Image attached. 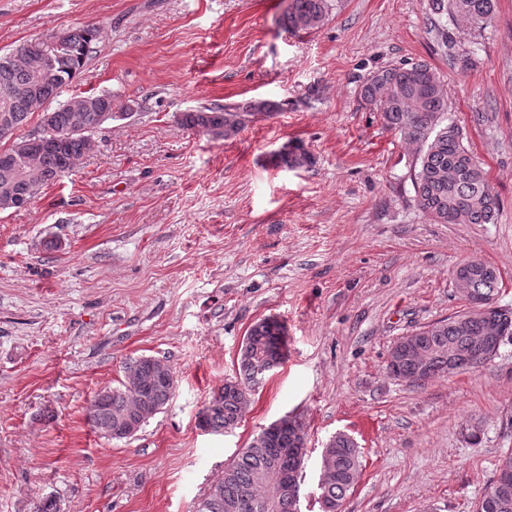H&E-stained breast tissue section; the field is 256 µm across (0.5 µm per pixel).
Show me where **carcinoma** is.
<instances>
[{
    "instance_id": "cac0c4a2",
    "label": "carcinoma",
    "mask_w": 512,
    "mask_h": 512,
    "mask_svg": "<svg viewBox=\"0 0 512 512\" xmlns=\"http://www.w3.org/2000/svg\"><path fill=\"white\" fill-rule=\"evenodd\" d=\"M333 0H289L284 24L290 30L319 28L332 9ZM434 28L448 47L449 65L466 70L472 66L468 53L456 50L457 38L451 28L465 25L482 28L496 12L497 0H429ZM101 29L87 26L58 36L49 51L36 42L0 53V112L7 111L16 134L6 148H0V210L31 202L38 191L58 181L80 161L91 144V137L108 120L116 95L102 90L57 101L63 86L83 68ZM47 73L42 86V101L33 99V80ZM359 97L380 112L385 127L401 139L417 145L414 168L416 204L436 224H495L499 202L491 189L487 173L468 146L463 129L453 120H444L448 101L438 72L427 62L392 67L373 74L361 87ZM50 114L45 139L33 142L17 134L35 116L38 108ZM271 111L267 102L215 105L182 113L181 125L226 140L237 136L249 118ZM285 168H309L314 157L304 146H286L276 154ZM473 272L471 289L474 303L494 313L499 291V271L479 261ZM287 329L275 317L255 323L247 333V345L239 353L238 374L224 382L205 401L200 413L213 432L237 427L244 409L243 394H252L268 375L281 367L283 337ZM480 327L464 330L455 317L427 325L421 338V351L433 372L448 373V348L457 353V369L484 365L479 359L475 339ZM125 369L138 371L137 380H127L121 388L103 390L95 398L87 419L107 440L126 437L128 422L143 424L144 413L159 412L173 398L177 380L166 368L163 376L154 375L146 357L130 359ZM387 373L396 379L412 381L417 364L403 356H392ZM331 471L320 487V499L338 507L354 489L362 473L360 451L355 442L340 434L323 448ZM306 448L285 423L267 444H252L243 449L214 481L216 492L206 494L196 512H293L288 491L276 483L273 473L280 469L304 466ZM480 512H512V485L498 496L496 504L486 501Z\"/></svg>"
}]
</instances>
